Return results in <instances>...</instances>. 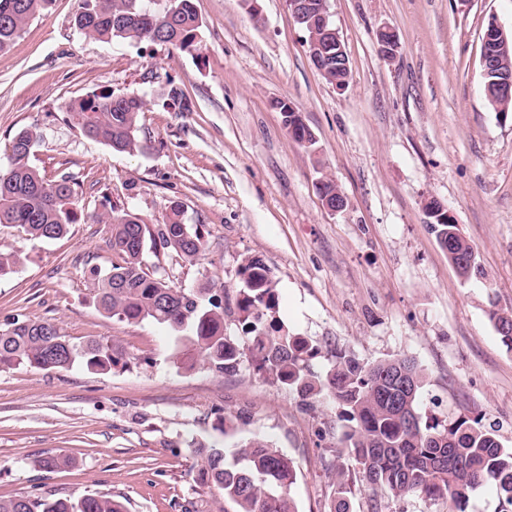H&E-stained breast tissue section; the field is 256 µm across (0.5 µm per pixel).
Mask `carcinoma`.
<instances>
[{
    "instance_id": "obj_1",
    "label": "carcinoma",
    "mask_w": 512,
    "mask_h": 512,
    "mask_svg": "<svg viewBox=\"0 0 512 512\" xmlns=\"http://www.w3.org/2000/svg\"><path fill=\"white\" fill-rule=\"evenodd\" d=\"M49 0H0V52L7 51L24 26ZM75 23L87 37L109 43L149 42L193 50L202 21L194 0H83ZM144 107L134 94L93 93L72 101V125L86 137L121 153L144 148L138 116ZM39 142L32 129L17 133L7 167H0V226L14 227L32 239L65 236L81 209L79 183L62 174L48 180L30 164ZM112 267L90 268L95 288L91 301L107 318L137 323L151 320L186 333L191 351L215 372L232 374L245 356L258 370L304 399L331 397L345 422L343 438L360 481L376 495L396 501L411 494L434 501L448 499V512H467L470 493L489 485L500 512H512V448L503 445L496 427L480 418H457L442 424L424 417V377L414 359L394 357L373 363L347 350L327 352L329 367L314 370L318 348L292 336L273 319L275 286L265 265L251 259L242 267L245 288L238 310L248 342L224 335V291L181 288L145 270L146 241L154 252L194 263L206 250L201 226L185 222L183 205L171 200L165 222L150 227L137 214L111 213ZM431 229L448 260L455 263L471 250L455 224L432 219ZM18 253L0 244V277L15 271ZM503 345L512 351V311L490 312ZM127 352L109 337L76 343L47 320L22 314L0 327V370L31 366L68 370L81 364L107 373L125 361ZM402 371L413 392H400L391 375ZM198 478L215 488L233 512H297L290 495L296 472L293 461L263 439L226 455L222 448L202 446ZM334 512H350L356 481L336 464ZM0 512H124L108 492L57 498L46 492L0 498Z\"/></svg>"
}]
</instances>
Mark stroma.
I'll return each instance as SVG.
<instances>
[{
  "instance_id": "35a3bbf8",
  "label": "stroma",
  "mask_w": 512,
  "mask_h": 512,
  "mask_svg": "<svg viewBox=\"0 0 512 512\" xmlns=\"http://www.w3.org/2000/svg\"><path fill=\"white\" fill-rule=\"evenodd\" d=\"M82 0H50L0 53V166L22 129L41 136L32 164L67 173L85 211L68 234L32 240L0 228L22 262L0 278V324L23 314L80 342L119 340L128 365L0 370V497L34 490L111 493L126 512H223L197 477L199 445L229 450L254 438L288 455L298 512H332L343 428L328 396L313 404L244 360L231 375L203 362L169 327L103 316L92 267L115 259L97 214L131 211L163 223L169 201L202 225L193 264L146 252V268L184 288L224 291V333L244 339L238 310L248 260L275 285V317L321 355L338 346L361 361L409 356L424 373L423 410L481 417L512 448V352L488 312L512 311V120L483 94L482 35L512 31V0H328L345 46L344 90L315 68L287 0H194L196 50L106 44L75 26ZM393 28L394 58L378 33ZM136 94L146 147L118 153L73 127L67 104L91 93ZM316 137L295 142L276 101ZM348 200L322 205L321 175ZM434 197L473 245L484 281H462L423 211ZM69 455L49 472L40 458Z\"/></svg>"
}]
</instances>
